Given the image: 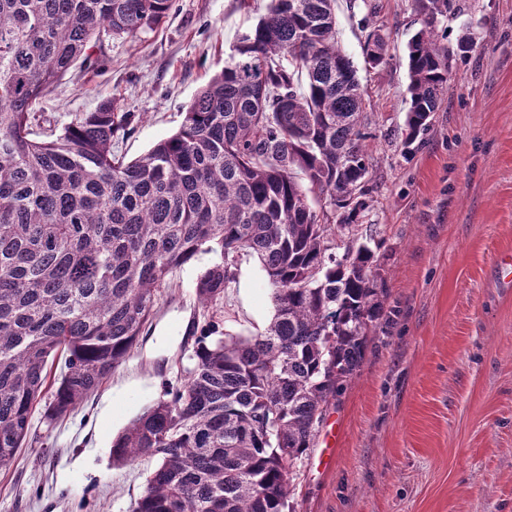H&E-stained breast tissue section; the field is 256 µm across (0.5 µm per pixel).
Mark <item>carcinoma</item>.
<instances>
[{
    "label": "carcinoma",
    "mask_w": 512,
    "mask_h": 512,
    "mask_svg": "<svg viewBox=\"0 0 512 512\" xmlns=\"http://www.w3.org/2000/svg\"><path fill=\"white\" fill-rule=\"evenodd\" d=\"M405 144L428 131L454 51L433 29L457 0H417ZM172 0H0V469L45 401L78 409L134 351L172 275L200 253L192 368L112 442L157 460L132 512H295L296 463L357 371L385 281L375 251L336 259L371 191L366 104L335 0H270L176 132L125 161L134 113L107 98L57 127L43 94L106 38L158 27ZM387 51L364 42L374 68ZM320 208H315L314 204ZM255 256L274 315L224 332V291ZM59 365V375L53 374Z\"/></svg>",
    "instance_id": "obj_1"
}]
</instances>
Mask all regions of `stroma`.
<instances>
[{
    "label": "stroma",
    "mask_w": 512,
    "mask_h": 512,
    "mask_svg": "<svg viewBox=\"0 0 512 512\" xmlns=\"http://www.w3.org/2000/svg\"><path fill=\"white\" fill-rule=\"evenodd\" d=\"M388 54L364 64L363 5L337 0L338 40L358 70L376 140L372 192L350 243L375 247L389 321L316 445L298 462L296 512H512V0H463L438 17L452 58L442 104L413 149L403 143L407 52L425 26L414 0H375ZM265 0H173L164 25L105 41L40 106L59 122L114 99L135 119L114 144L134 160L174 133L197 91L233 54ZM214 257L173 275L131 356L82 406L50 422L31 414V446L0 470V512H131L154 459L114 465L113 439L190 368L194 282ZM274 313L257 260L243 255L224 292V330L253 335Z\"/></svg>",
    "instance_id": "stroma-1"
}]
</instances>
